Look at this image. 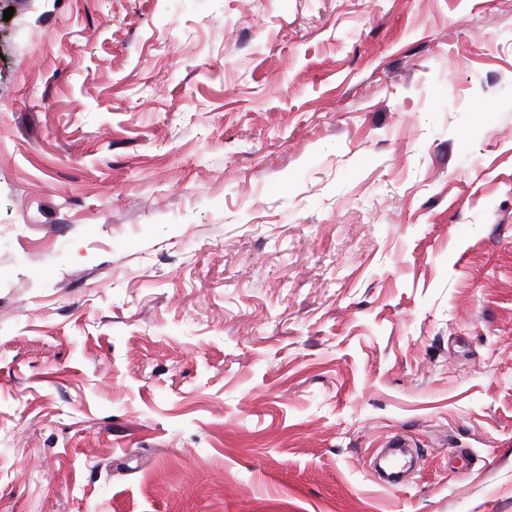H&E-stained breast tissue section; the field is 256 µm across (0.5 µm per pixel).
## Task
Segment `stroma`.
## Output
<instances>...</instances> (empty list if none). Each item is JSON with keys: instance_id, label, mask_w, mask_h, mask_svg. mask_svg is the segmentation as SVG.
Instances as JSON below:
<instances>
[{"instance_id": "stroma-1", "label": "stroma", "mask_w": 512, "mask_h": 512, "mask_svg": "<svg viewBox=\"0 0 512 512\" xmlns=\"http://www.w3.org/2000/svg\"><path fill=\"white\" fill-rule=\"evenodd\" d=\"M9 8L0 512H512V0Z\"/></svg>"}]
</instances>
